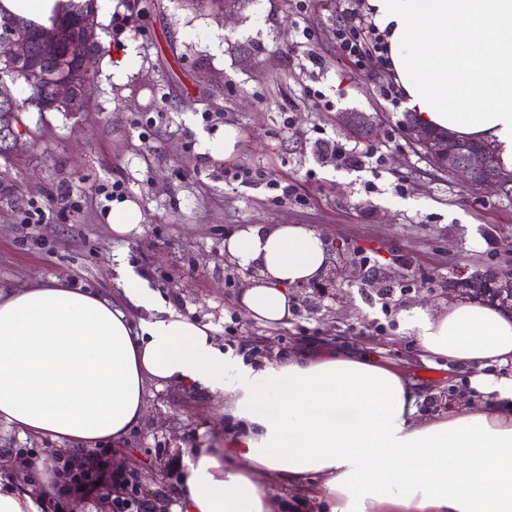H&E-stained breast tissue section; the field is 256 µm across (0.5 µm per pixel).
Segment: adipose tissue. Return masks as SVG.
I'll use <instances>...</instances> for the list:
<instances>
[{
	"label": "adipose tissue",
	"mask_w": 512,
	"mask_h": 512,
	"mask_svg": "<svg viewBox=\"0 0 512 512\" xmlns=\"http://www.w3.org/2000/svg\"><path fill=\"white\" fill-rule=\"evenodd\" d=\"M369 5L417 121L490 143L512 171V0ZM224 251L257 271L239 305L270 326L292 317L289 287L329 264L304 224L247 225ZM116 261L114 299L55 280L0 289V424L81 458L103 439L121 448L147 383L204 389L224 401V444L182 457L177 512H277L271 481L328 512H512V311L465 297L402 310L422 362L447 360L481 397L435 412L403 368L361 348L246 361ZM45 480L40 461L0 480V512H40L31 488Z\"/></svg>",
	"instance_id": "obj_1"
}]
</instances>
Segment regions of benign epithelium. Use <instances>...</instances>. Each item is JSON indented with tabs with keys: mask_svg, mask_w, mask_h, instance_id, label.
I'll list each match as a JSON object with an SVG mask.
<instances>
[{
	"mask_svg": "<svg viewBox=\"0 0 512 512\" xmlns=\"http://www.w3.org/2000/svg\"><path fill=\"white\" fill-rule=\"evenodd\" d=\"M0 35L6 39L9 71L0 76L12 77V72L24 74L26 83L39 91L38 107L42 111L85 112L90 106V90L95 83L94 62L100 54L101 42L98 23L93 14L59 15L50 25L36 30L26 29L9 17L0 19ZM15 97L0 90V144L5 153H12L18 140L14 124L15 112L12 104ZM406 137L421 147L427 157L451 175L462 177L477 189H494L500 193L512 187V171L499 169L493 155L474 148L461 156L448 150V142L454 140L448 132L433 133L416 124L403 126ZM339 264L330 272L329 285L334 287L338 279L345 276L346 258L344 243L333 246ZM505 294L512 304V279L502 272L476 268H463L449 282L448 291L460 294L476 286ZM130 482H137V459L132 453L121 449L112 456Z\"/></svg>",
	"mask_w": 512,
	"mask_h": 512,
	"instance_id": "7a95c632",
	"label": "benign epithelium"
}]
</instances>
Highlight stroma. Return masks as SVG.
<instances>
[{"instance_id":"1","label":"stroma","mask_w":512,"mask_h":512,"mask_svg":"<svg viewBox=\"0 0 512 512\" xmlns=\"http://www.w3.org/2000/svg\"><path fill=\"white\" fill-rule=\"evenodd\" d=\"M336 0H248L235 14L187 0H119L100 40L88 111L19 117L17 150L0 157V287L59 279L115 294L114 254L181 313L211 324L225 348L250 361L326 341L367 346L404 367L432 409L460 402L465 376L425 366L400 313L447 305L459 268L512 265V198L465 186L431 168L409 143L380 88L390 69L364 71L336 50ZM316 34L299 46L298 29ZM330 107H315L307 89ZM375 115V132L342 122ZM241 133L226 162L202 143ZM325 137L379 147L370 168H337L314 154ZM245 166L293 182L303 199L274 200L263 185L224 175ZM142 215V229L112 230V185ZM250 224H305L344 239L353 274L336 287L291 289L294 318L270 328L238 300L248 284L224 239ZM143 423L126 439L140 466L144 512H174L182 456L224 440L223 400L193 388L148 384ZM60 443L0 426V475Z\"/></svg>"}]
</instances>
